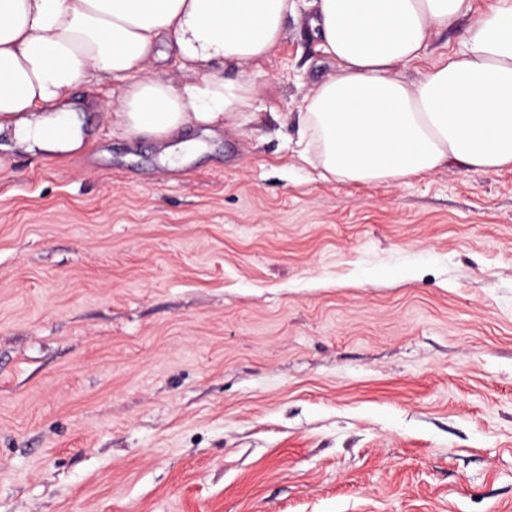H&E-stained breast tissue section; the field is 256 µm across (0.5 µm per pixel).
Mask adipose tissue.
<instances>
[{
  "mask_svg": "<svg viewBox=\"0 0 512 512\" xmlns=\"http://www.w3.org/2000/svg\"><path fill=\"white\" fill-rule=\"evenodd\" d=\"M333 75L298 114L299 156L322 178L400 181L441 169L512 165V0H494L458 49L419 78L422 57L472 0H312ZM297 0H0V132L72 151L73 92L109 79L105 105L128 140L237 128L259 96L251 65L279 44ZM243 69L237 79L225 68Z\"/></svg>",
  "mask_w": 512,
  "mask_h": 512,
  "instance_id": "obj_1",
  "label": "adipose tissue"
}]
</instances>
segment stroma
Returning a JSON list of instances; mask_svg holds the SVG:
<instances>
[{
    "instance_id": "obj_1",
    "label": "stroma",
    "mask_w": 512,
    "mask_h": 512,
    "mask_svg": "<svg viewBox=\"0 0 512 512\" xmlns=\"http://www.w3.org/2000/svg\"><path fill=\"white\" fill-rule=\"evenodd\" d=\"M310 13L179 168L0 150V512H512V167L320 178Z\"/></svg>"
}]
</instances>
